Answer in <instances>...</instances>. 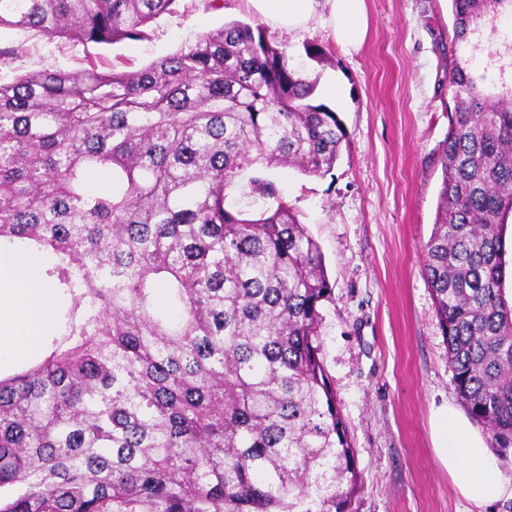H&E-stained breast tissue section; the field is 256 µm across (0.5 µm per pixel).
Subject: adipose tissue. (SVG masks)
<instances>
[{
  "instance_id": "ef3b65f1",
  "label": "adipose tissue",
  "mask_w": 512,
  "mask_h": 512,
  "mask_svg": "<svg viewBox=\"0 0 512 512\" xmlns=\"http://www.w3.org/2000/svg\"><path fill=\"white\" fill-rule=\"evenodd\" d=\"M262 19L295 31L320 18L337 45L358 51L368 35L366 0H248ZM54 295L22 254L0 251V378L22 363L40 359L49 341ZM432 443L458 493L479 506L512 499V465L504 466L484 435L457 406L444 402L432 411Z\"/></svg>"
}]
</instances>
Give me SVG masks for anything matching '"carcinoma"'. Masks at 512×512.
Masks as SVG:
<instances>
[{
    "mask_svg": "<svg viewBox=\"0 0 512 512\" xmlns=\"http://www.w3.org/2000/svg\"><path fill=\"white\" fill-rule=\"evenodd\" d=\"M176 0H0V29L140 40ZM454 117L423 274L470 414L512 444V0H450ZM261 26L134 71L0 79V250L54 289L46 356L0 379V512H350L322 361L320 246L267 178L346 130ZM103 174L107 186L94 178Z\"/></svg>",
    "mask_w": 512,
    "mask_h": 512,
    "instance_id": "obj_1",
    "label": "carcinoma"
}]
</instances>
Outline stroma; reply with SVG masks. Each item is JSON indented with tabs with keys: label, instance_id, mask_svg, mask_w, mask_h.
<instances>
[{
	"label": "stroma",
	"instance_id": "obj_1",
	"mask_svg": "<svg viewBox=\"0 0 512 512\" xmlns=\"http://www.w3.org/2000/svg\"><path fill=\"white\" fill-rule=\"evenodd\" d=\"M363 47L343 53L311 22L269 41L316 83L336 78L339 99L315 92L341 118L347 137L334 169L307 176L271 170L319 244L332 285L320 308L324 365L356 450L360 490L352 512H512V499L482 508L463 499L431 442L432 406L455 400L432 293L422 274L441 168L436 153L454 110L448 62L454 42L448 0H367ZM262 25L248 0H177L148 38L82 44L0 31L12 48L0 77L41 69L137 70L197 34L231 21Z\"/></svg>",
	"mask_w": 512,
	"mask_h": 512
}]
</instances>
